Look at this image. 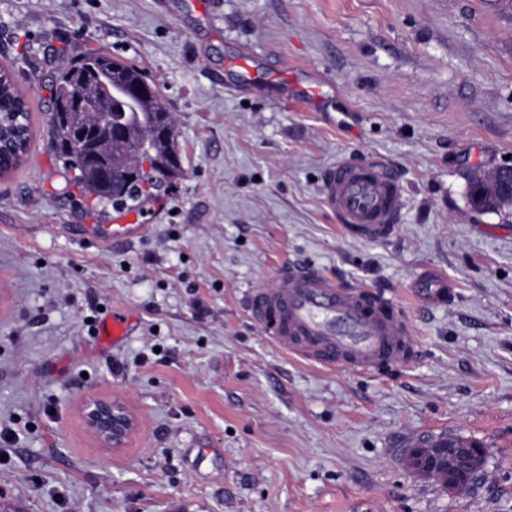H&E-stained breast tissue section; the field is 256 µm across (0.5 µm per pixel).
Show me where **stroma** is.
Returning a JSON list of instances; mask_svg holds the SVG:
<instances>
[{
  "instance_id": "1",
  "label": "stroma",
  "mask_w": 512,
  "mask_h": 512,
  "mask_svg": "<svg viewBox=\"0 0 512 512\" xmlns=\"http://www.w3.org/2000/svg\"><path fill=\"white\" fill-rule=\"evenodd\" d=\"M96 52L157 86L184 171L117 244L131 212L89 211L48 140L50 76ZM0 66L31 125L0 177V512H512V210L467 197L512 167V0H0ZM310 78L321 102H283ZM368 157L406 196L375 242L320 194ZM293 261L395 298L415 358L333 370L277 347L247 298ZM425 270L452 301L415 298ZM89 396L135 417L124 447L86 431ZM444 433L485 450L468 489L406 464ZM500 169L479 173L471 177L469 182V198L475 210L480 212H502L511 209L512 204L500 201L492 189L493 185V188L498 193L506 194L512 199V171L511 180L506 185L495 179ZM492 181L493 184L491 185Z\"/></svg>"
}]
</instances>
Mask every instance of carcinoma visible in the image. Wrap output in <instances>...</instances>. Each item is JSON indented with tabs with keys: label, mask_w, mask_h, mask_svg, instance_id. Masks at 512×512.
<instances>
[{
	"label": "carcinoma",
	"mask_w": 512,
	"mask_h": 512,
	"mask_svg": "<svg viewBox=\"0 0 512 512\" xmlns=\"http://www.w3.org/2000/svg\"><path fill=\"white\" fill-rule=\"evenodd\" d=\"M112 75V94L105 93L99 77ZM146 81L137 67L105 53L67 59L52 84L53 112L49 141L53 151L68 163L71 184L91 205L103 212L142 209L168 182L182 176L177 146L176 121L158 93L128 97L124 90ZM96 101V109L85 112L78 122L67 115L75 98ZM112 112V121L126 128L122 138L104 142L98 150L112 163V184L105 185L81 157L80 134L96 125L102 114ZM29 142V111L11 71L0 67V151L3 170L15 169ZM497 171L476 174L469 182L472 207L480 212H502L512 208L500 201L492 189Z\"/></svg>",
	"instance_id": "cac0c4a2"
}]
</instances>
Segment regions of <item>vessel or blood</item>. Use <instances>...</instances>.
I'll return each instance as SVG.
<instances>
[{"instance_id":"1","label":"vessel or blood","mask_w":512,"mask_h":512,"mask_svg":"<svg viewBox=\"0 0 512 512\" xmlns=\"http://www.w3.org/2000/svg\"><path fill=\"white\" fill-rule=\"evenodd\" d=\"M321 196L338 223L364 240L391 235L405 207L401 181L377 157L338 160L323 176ZM420 281L427 302L454 294L445 277L426 273ZM248 312L280 348L324 368L383 369L416 351L412 327L392 298L300 262L279 268L272 287L252 291Z\"/></svg>"}]
</instances>
